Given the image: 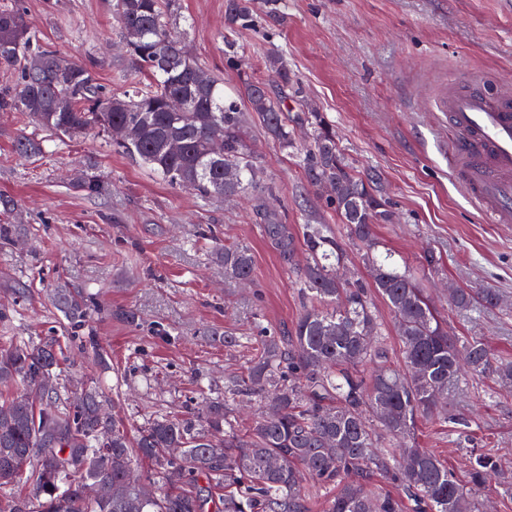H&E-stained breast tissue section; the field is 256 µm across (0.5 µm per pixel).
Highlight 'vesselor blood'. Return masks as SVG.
<instances>
[{
  "label": "vessel or blood",
  "instance_id": "vessel-or-blood-1",
  "mask_svg": "<svg viewBox=\"0 0 512 512\" xmlns=\"http://www.w3.org/2000/svg\"><path fill=\"white\" fill-rule=\"evenodd\" d=\"M440 106L456 133L449 150L463 190L482 215L511 223L512 84L450 91Z\"/></svg>",
  "mask_w": 512,
  "mask_h": 512
}]
</instances>
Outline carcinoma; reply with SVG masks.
Segmentation results:
<instances>
[{"instance_id":"obj_1","label":"carcinoma","mask_w":512,"mask_h":512,"mask_svg":"<svg viewBox=\"0 0 512 512\" xmlns=\"http://www.w3.org/2000/svg\"><path fill=\"white\" fill-rule=\"evenodd\" d=\"M115 13L137 65L121 78L128 85L121 94L44 43L19 10L0 7V65L17 72L14 86L0 88V110L26 114L61 140L97 130L114 149L201 199L244 193L260 173L244 138L245 114L186 53L164 0H115ZM243 87L250 111L280 147L294 146L295 127L309 131L303 168L312 185L330 188L341 223L366 248L373 287L394 316L402 368L387 365L367 286L338 277L345 253L336 238L324 224H306L307 261L295 284L307 306L294 334L264 336L246 372L225 386L266 405L242 434L217 400L204 414L160 416L132 438L120 419L102 412L96 389L62 396L56 367L63 349L54 341L0 348V385L24 384L0 404V488L20 489L0 512H311L308 478L332 492L323 512H479L473 494L500 474L497 459L469 458L463 484L415 443V429L420 418L440 414L448 390L469 372L511 386L512 362H497L481 337L448 335L414 277L373 256V227L392 222L393 213L373 194V179L350 166L320 113L289 117L264 82L246 77ZM14 149L41 153L25 136ZM78 187L102 196L111 184L88 171ZM255 207L264 235L291 261L296 237L264 197ZM216 255L225 277H250L248 246L226 245ZM452 301L474 311L499 297L458 289ZM53 304L74 326L96 309L80 292H57ZM382 437L407 440L400 460L376 451ZM137 462L148 464L149 475L131 477ZM376 475L401 487L407 503L373 493Z\"/></svg>"}]
</instances>
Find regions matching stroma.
<instances>
[{"label": "stroma", "instance_id": "obj_1", "mask_svg": "<svg viewBox=\"0 0 512 512\" xmlns=\"http://www.w3.org/2000/svg\"><path fill=\"white\" fill-rule=\"evenodd\" d=\"M43 40L72 61L91 66L101 84L120 93V74L133 66L122 42L115 0H8ZM229 0H172V19L189 55L223 78L224 93L246 113L245 139L261 160L267 204L294 235L304 224L328 226L345 249V276L369 280L362 245L340 223L326 192L306 177L296 149L268 137L243 93L242 78L265 81L288 114L320 112L360 172L397 214L379 224L380 247L412 268L425 296L452 336H480L512 360V226L482 218L448 170L453 134L436 103L448 86L493 88L512 78V0H248L250 23L227 17ZM234 44L249 68L226 62ZM280 57L289 86L267 59ZM39 139L42 154L18 157L15 140ZM106 176L112 190L90 196L77 183L86 169ZM0 196L16 242H0V345L69 335L51 301L54 289L87 293L99 307L83 328L106 365L66 349L65 384L99 387L106 411L130 435L162 415L184 413L223 396L243 374L261 330L288 336L304 311L294 277L265 238L255 191L234 202L198 199L163 182L90 132L62 142L30 118L0 112ZM244 244L252 276L225 278L214 254ZM24 295H16V288ZM495 290L500 302L469 316L449 291ZM132 310L131 323L122 316ZM237 338L225 346L224 336ZM458 428L420 421L415 439L465 477L469 457L495 456L512 473V388L492 376H467L449 394Z\"/></svg>", "mask_w": 512, "mask_h": 512}]
</instances>
